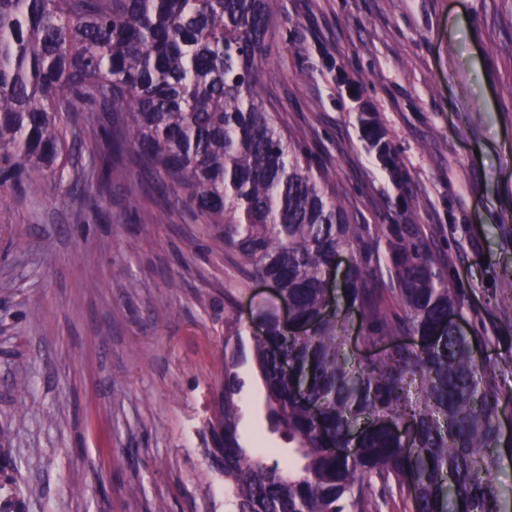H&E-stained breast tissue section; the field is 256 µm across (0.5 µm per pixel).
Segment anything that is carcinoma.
Masks as SVG:
<instances>
[{
    "instance_id": "cac0c4a2",
    "label": "carcinoma",
    "mask_w": 512,
    "mask_h": 512,
    "mask_svg": "<svg viewBox=\"0 0 512 512\" xmlns=\"http://www.w3.org/2000/svg\"><path fill=\"white\" fill-rule=\"evenodd\" d=\"M270 0H0V186L63 178L73 112L97 116L107 175L161 189L154 220L190 212L224 245V308L258 279L288 297L293 332L273 311L244 348L224 318V387L208 421L214 467L233 512H512L492 476L512 459L499 385L478 336L448 323L466 301L411 224H353L333 174L313 169L259 93ZM365 134L388 153L374 116ZM385 241L384 258L375 246ZM347 258L331 309L329 271ZM288 465L267 463L240 433L245 352ZM331 439L352 454H332Z\"/></svg>"
}]
</instances>
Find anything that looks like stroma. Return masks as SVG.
Returning <instances> with one entry per match:
<instances>
[{"mask_svg": "<svg viewBox=\"0 0 512 512\" xmlns=\"http://www.w3.org/2000/svg\"><path fill=\"white\" fill-rule=\"evenodd\" d=\"M260 94L335 172L352 223L412 210L511 401L512 0H274ZM365 102L401 183L362 135ZM84 139L64 183L0 190L11 488L21 512H229L203 435L224 364V247L181 210L150 223L155 184L101 180ZM238 373L243 440L262 430L287 454L252 363Z\"/></svg>", "mask_w": 512, "mask_h": 512, "instance_id": "35a3bbf8", "label": "stroma"}]
</instances>
